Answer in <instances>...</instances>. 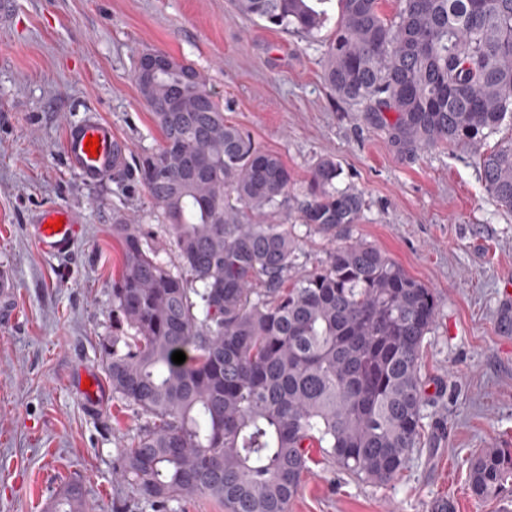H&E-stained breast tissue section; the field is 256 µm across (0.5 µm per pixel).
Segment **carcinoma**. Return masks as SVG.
<instances>
[{"instance_id": "cac0c4a2", "label": "carcinoma", "mask_w": 512, "mask_h": 512, "mask_svg": "<svg viewBox=\"0 0 512 512\" xmlns=\"http://www.w3.org/2000/svg\"><path fill=\"white\" fill-rule=\"evenodd\" d=\"M329 0H234L239 14L314 34ZM324 79L402 151L479 145L512 119V0H340ZM133 80L163 135L137 172L177 263L138 224L112 225L122 252L112 284L121 334L98 342L112 398L141 420L120 449V480L170 504L209 496L225 512H288L314 453L386 486L424 436L420 353L436 322L432 289L361 242L291 274L297 239L272 219L294 194L281 157L224 120L204 73L173 56ZM482 189L512 211V139L479 154ZM323 158L300 192L298 220L329 233L355 224L361 194L338 189ZM182 351V364L172 354ZM478 498L512 490V448L469 462ZM53 512H86L80 483Z\"/></svg>"}]
</instances>
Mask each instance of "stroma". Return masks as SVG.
<instances>
[{
  "label": "stroma",
  "mask_w": 512,
  "mask_h": 512,
  "mask_svg": "<svg viewBox=\"0 0 512 512\" xmlns=\"http://www.w3.org/2000/svg\"><path fill=\"white\" fill-rule=\"evenodd\" d=\"M146 48L203 71L225 119L277 152L296 186L329 156L337 187L361 192L359 222L328 234L300 224L288 200L301 269L362 242L436 295L421 358L425 438L410 467L375 488L321 463L289 512H436L439 501L447 512H502L505 500L471 493L467 461L512 448V335L498 324L501 292L512 290V213L484 196L473 149L396 150L326 84L321 35L271 30L231 0H13L0 20V268L16 279L0 305V512H50L73 479L89 512H152L116 475L137 418L107 387L89 405L78 379L100 375L98 339L117 327L113 224L142 225L166 262L174 247L134 175L90 185L63 154L68 124L89 115L128 141L126 163L159 148L132 77ZM46 206L70 210L80 226L66 256L44 254L31 237Z\"/></svg>",
  "instance_id": "1"
}]
</instances>
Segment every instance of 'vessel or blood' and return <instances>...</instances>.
I'll use <instances>...</instances> for the list:
<instances>
[{
    "mask_svg": "<svg viewBox=\"0 0 512 512\" xmlns=\"http://www.w3.org/2000/svg\"><path fill=\"white\" fill-rule=\"evenodd\" d=\"M99 140L98 154H88L87 138ZM68 166L78 173L85 183L94 184L109 177L125 156L127 144L112 130L108 123L91 117L70 124L63 143ZM60 222V229H53V222ZM80 226L68 210L59 207L45 208L32 227V238L45 254L61 257L67 255L77 237Z\"/></svg>",
    "mask_w": 512,
    "mask_h": 512,
    "instance_id": "1",
    "label": "vessel or blood"
}]
</instances>
